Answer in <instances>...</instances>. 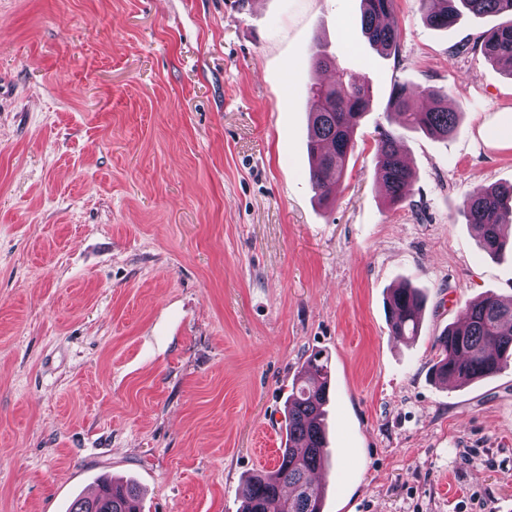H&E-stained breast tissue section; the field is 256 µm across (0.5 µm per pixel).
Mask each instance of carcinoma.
I'll list each match as a JSON object with an SVG mask.
<instances>
[{
	"label": "carcinoma",
	"mask_w": 512,
	"mask_h": 512,
	"mask_svg": "<svg viewBox=\"0 0 512 512\" xmlns=\"http://www.w3.org/2000/svg\"><path fill=\"white\" fill-rule=\"evenodd\" d=\"M424 22L435 29L455 24L461 10L478 16L500 18L482 35L484 53L512 75V0H428ZM360 25L370 45L389 55L397 51L399 31L394 0H361ZM424 94L430 104L417 108L413 98ZM440 90L419 91L404 82L391 90L388 116L397 125L431 136L448 137L457 132L461 113L448 109ZM370 103L369 87L337 75L331 84L316 83L307 91L310 158L309 181L319 200L331 199L354 149L356 129ZM377 166L386 199H405L413 171L391 129L379 133ZM467 223L477 230L482 251L502 255L512 240V189L481 186L462 202ZM423 309L418 289L407 283L393 288L386 299L391 335L399 339L418 336ZM439 351L431 369L440 383L458 386L495 375L512 365V301L489 295L466 303L464 317L446 327L434 340ZM330 367L328 357H308L298 386L286 402V439L277 465L248 480L241 512H322L325 488L310 474L327 461L326 410ZM69 512H141L139 491L132 484L101 480L93 498H76Z\"/></svg>",
	"instance_id": "1"
}]
</instances>
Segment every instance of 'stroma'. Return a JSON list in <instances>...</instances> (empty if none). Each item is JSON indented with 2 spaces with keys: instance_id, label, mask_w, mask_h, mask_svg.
Returning a JSON list of instances; mask_svg holds the SVG:
<instances>
[{
  "instance_id": "35a3bbf8",
  "label": "stroma",
  "mask_w": 512,
  "mask_h": 512,
  "mask_svg": "<svg viewBox=\"0 0 512 512\" xmlns=\"http://www.w3.org/2000/svg\"><path fill=\"white\" fill-rule=\"evenodd\" d=\"M398 52L360 0H0V512H68L101 478L143 512H240L275 467L305 360L331 365L323 512H512V366L430 375L467 301L512 297V254L462 213L512 185V77L493 18L448 30L395 0ZM322 43L372 101L329 204L307 179ZM439 89L458 132L404 130L389 205L376 163L394 82ZM410 281L420 334L391 336ZM360 25L370 45L382 54L395 55L399 31L394 16V0H361ZM423 309L422 299L417 288L408 283L392 288L386 299V311L390 332L399 339H412L418 336Z\"/></svg>"
}]
</instances>
